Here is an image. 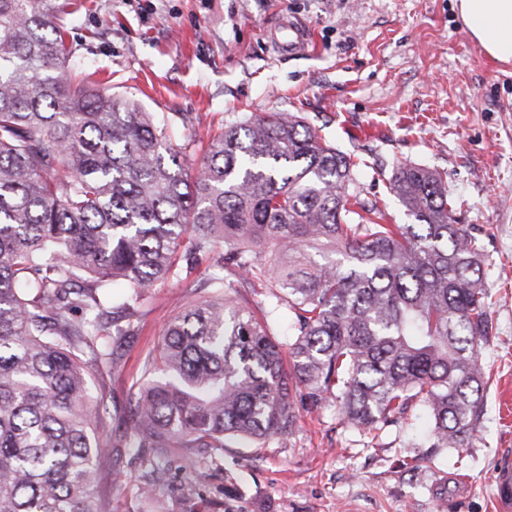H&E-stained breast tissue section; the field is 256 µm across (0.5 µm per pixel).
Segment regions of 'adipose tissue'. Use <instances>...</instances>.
Instances as JSON below:
<instances>
[{
    "mask_svg": "<svg viewBox=\"0 0 512 512\" xmlns=\"http://www.w3.org/2000/svg\"><path fill=\"white\" fill-rule=\"evenodd\" d=\"M471 38L491 58L512 62V0H454Z\"/></svg>",
    "mask_w": 512,
    "mask_h": 512,
    "instance_id": "1",
    "label": "adipose tissue"
}]
</instances>
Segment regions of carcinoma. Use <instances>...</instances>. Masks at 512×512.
Segmentation results:
<instances>
[{
    "instance_id": "1",
    "label": "carcinoma",
    "mask_w": 512,
    "mask_h": 512,
    "mask_svg": "<svg viewBox=\"0 0 512 512\" xmlns=\"http://www.w3.org/2000/svg\"><path fill=\"white\" fill-rule=\"evenodd\" d=\"M79 68L49 0H0V512H105L89 369L119 367L123 316L211 255L204 295L147 363L161 378L139 390L130 447L283 438L298 405L330 400L369 434L419 405L430 447L470 445L490 269L438 172L393 170L410 223L387 224L355 191L358 163L297 113L272 112L210 136L192 179V143L73 84ZM116 281L129 293L112 294ZM282 306L286 345L271 332Z\"/></svg>"
}]
</instances>
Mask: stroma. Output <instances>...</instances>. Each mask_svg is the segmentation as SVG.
Returning <instances> with one entry per match:
<instances>
[{"label": "stroma", "instance_id": "1", "mask_svg": "<svg viewBox=\"0 0 512 512\" xmlns=\"http://www.w3.org/2000/svg\"><path fill=\"white\" fill-rule=\"evenodd\" d=\"M88 82L169 116L175 143L245 115L298 112L364 164L361 198L405 223L387 181L402 163L441 172L463 201L458 223L482 239L493 335L481 428L455 454L428 445L423 408L376 439L343 428L334 404L300 407L290 440L220 448H124L166 324L210 273L158 284L142 299L119 368L93 370L112 443L96 488L107 512H496L492 478L512 448V63L486 56L453 0H51ZM309 34L305 52L288 29ZM197 460L199 474L185 470ZM412 457L403 465V457ZM151 495H144L145 487Z\"/></svg>", "mask_w": 512, "mask_h": 512}]
</instances>
